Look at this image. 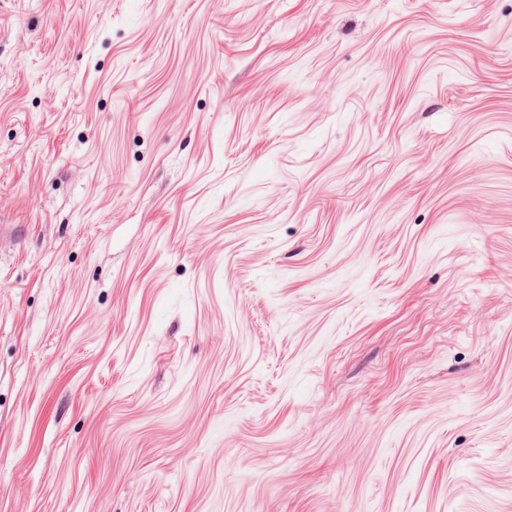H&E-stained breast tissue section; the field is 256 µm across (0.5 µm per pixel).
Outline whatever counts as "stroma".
Here are the masks:
<instances>
[{
    "instance_id": "stroma-1",
    "label": "stroma",
    "mask_w": 512,
    "mask_h": 512,
    "mask_svg": "<svg viewBox=\"0 0 512 512\" xmlns=\"http://www.w3.org/2000/svg\"><path fill=\"white\" fill-rule=\"evenodd\" d=\"M0 512H512V0H0Z\"/></svg>"
}]
</instances>
